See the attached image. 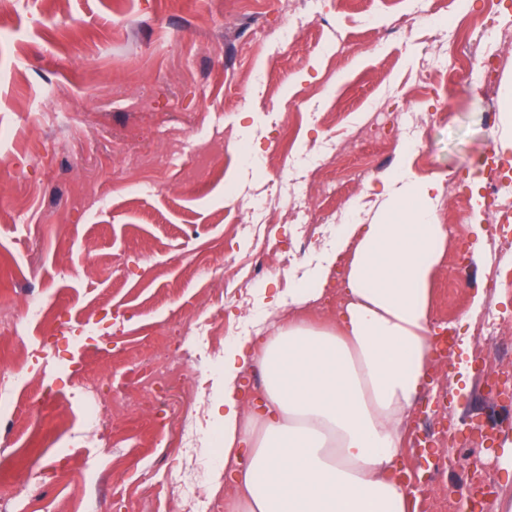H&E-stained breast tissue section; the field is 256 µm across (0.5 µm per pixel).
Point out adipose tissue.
<instances>
[{
    "instance_id": "ef3b65f1",
    "label": "adipose tissue",
    "mask_w": 512,
    "mask_h": 512,
    "mask_svg": "<svg viewBox=\"0 0 512 512\" xmlns=\"http://www.w3.org/2000/svg\"><path fill=\"white\" fill-rule=\"evenodd\" d=\"M444 180L398 171L370 223L336 241L350 251L337 324L297 314L316 302L328 256L288 298L287 324L224 349V416L216 446L237 488L234 512H408L393 472L403 424L430 361V281L446 242L434 221ZM261 365L262 401L245 413L241 374Z\"/></svg>"
}]
</instances>
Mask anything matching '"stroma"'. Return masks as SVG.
<instances>
[{
  "label": "stroma",
  "instance_id": "obj_1",
  "mask_svg": "<svg viewBox=\"0 0 512 512\" xmlns=\"http://www.w3.org/2000/svg\"><path fill=\"white\" fill-rule=\"evenodd\" d=\"M489 11L494 28L477 26ZM0 13V315L29 298L49 312L0 333V361L18 335L40 352L28 383L0 371V512H21L10 493L27 476L52 512H74L72 494L75 512H175L160 493L174 477L224 473V341L283 324L272 301L316 274L342 225L369 222L392 171L450 174L469 196L493 175L485 154L512 164L498 118L512 0H60L52 11L0 0ZM464 44L502 58L499 75L475 67L449 82V54ZM374 112L408 123L367 128ZM354 132L348 157L332 159L328 140ZM370 161L327 223L289 219L295 193L320 198L325 181ZM435 221L462 235L435 269L429 324L470 342L447 358L432 350L400 465L459 512V459L476 451L503 490L487 512H503L512 434L484 443L470 432L492 408L493 372L475 369L473 352L486 344L478 323L512 320V291L473 299L512 246L489 233L488 213L446 194ZM477 241L481 264L463 256ZM348 260L338 255L313 326L337 322ZM460 263L472 285L452 295ZM173 359L180 372L151 380ZM188 388L203 409L193 448L180 444ZM32 418L39 433L27 438ZM450 429L453 449L438 440Z\"/></svg>",
  "mask_w": 512,
  "mask_h": 512
}]
</instances>
